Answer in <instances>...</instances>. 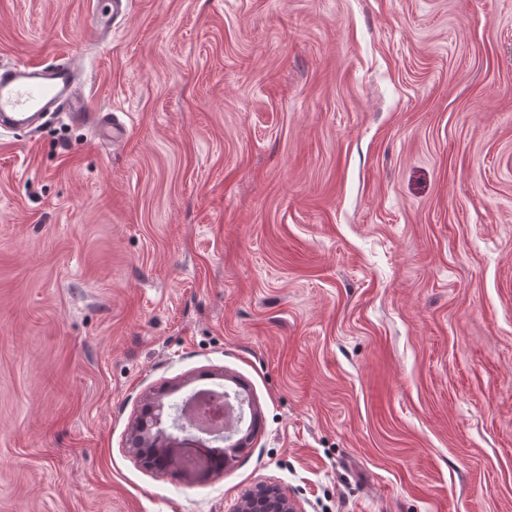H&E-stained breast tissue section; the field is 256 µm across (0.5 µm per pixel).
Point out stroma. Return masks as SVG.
I'll use <instances>...</instances> for the list:
<instances>
[{
  "label": "stroma",
  "mask_w": 512,
  "mask_h": 512,
  "mask_svg": "<svg viewBox=\"0 0 512 512\" xmlns=\"http://www.w3.org/2000/svg\"><path fill=\"white\" fill-rule=\"evenodd\" d=\"M0 0L112 145L0 130V512H512V0ZM243 388L222 472L127 449ZM164 402H160L153 408L147 415L138 417L132 424L130 435L128 439L129 451L139 456L141 448L154 447V458L148 462L149 467L165 468L174 465L176 462L175 456L171 453V448H174L175 442L180 447L192 443L196 447V440L194 436L178 440L167 433L164 426ZM294 504L275 486H260L242 498L236 512H295Z\"/></svg>",
  "instance_id": "1"
}]
</instances>
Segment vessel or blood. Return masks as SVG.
<instances>
[{
    "mask_svg": "<svg viewBox=\"0 0 512 512\" xmlns=\"http://www.w3.org/2000/svg\"><path fill=\"white\" fill-rule=\"evenodd\" d=\"M61 111L76 123L96 127L104 140L118 142L124 137L123 124L90 108L75 61L0 68V129L27 128L45 113Z\"/></svg>",
    "mask_w": 512,
    "mask_h": 512,
    "instance_id": "b4317fda",
    "label": "vessel or blood"
}]
</instances>
